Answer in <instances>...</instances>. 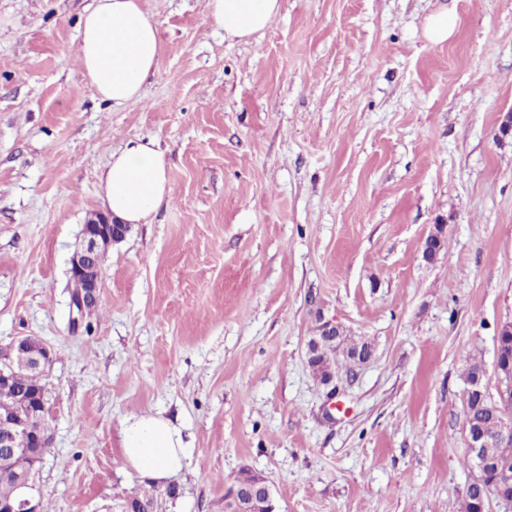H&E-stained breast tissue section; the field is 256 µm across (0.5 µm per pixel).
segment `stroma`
I'll list each match as a JSON object with an SVG mask.
<instances>
[{
    "mask_svg": "<svg viewBox=\"0 0 512 512\" xmlns=\"http://www.w3.org/2000/svg\"><path fill=\"white\" fill-rule=\"evenodd\" d=\"M91 3L0 0V343L53 352L42 512L147 489L121 425L156 413L189 444L160 512H223L244 468L277 512H460L465 373L495 391L512 324V0H282L247 43L207 0H144L159 67L113 108L77 63ZM133 137L172 200L108 250L76 324L70 258ZM327 320L376 349L334 391L306 357ZM455 27L453 17L448 16V11L432 15L426 24L425 35L433 43H441L448 40Z\"/></svg>",
    "mask_w": 512,
    "mask_h": 512,
    "instance_id": "1",
    "label": "stroma"
}]
</instances>
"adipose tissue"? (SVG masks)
<instances>
[{
  "instance_id": "adipose-tissue-1",
  "label": "adipose tissue",
  "mask_w": 512,
  "mask_h": 512,
  "mask_svg": "<svg viewBox=\"0 0 512 512\" xmlns=\"http://www.w3.org/2000/svg\"><path fill=\"white\" fill-rule=\"evenodd\" d=\"M207 9L225 36L246 42L271 24L281 0H208ZM79 37L82 75L100 101L120 106L139 98L161 50L158 26L142 0H95L81 17ZM100 182L105 205L126 224L141 223L172 199L164 152L139 137L113 152ZM121 448L128 466L154 483L178 474L188 458L180 431L158 414L126 419Z\"/></svg>"
}]
</instances>
